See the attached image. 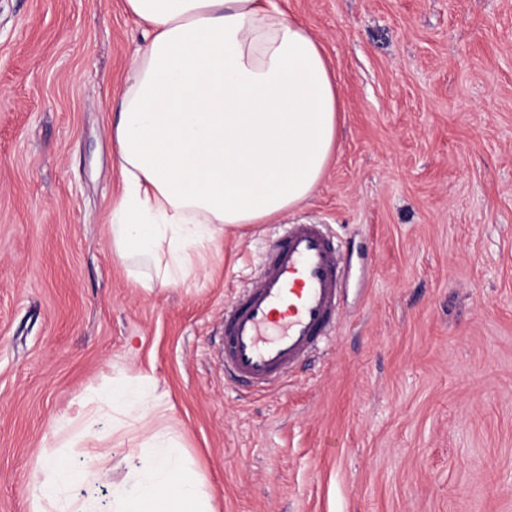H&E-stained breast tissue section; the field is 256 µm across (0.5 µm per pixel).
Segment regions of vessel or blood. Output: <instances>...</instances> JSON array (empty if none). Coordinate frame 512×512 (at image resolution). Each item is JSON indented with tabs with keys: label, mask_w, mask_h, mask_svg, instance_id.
<instances>
[{
	"label": "vessel or blood",
	"mask_w": 512,
	"mask_h": 512,
	"mask_svg": "<svg viewBox=\"0 0 512 512\" xmlns=\"http://www.w3.org/2000/svg\"><path fill=\"white\" fill-rule=\"evenodd\" d=\"M345 272L325 225H286L224 310L225 372L258 393L287 379L333 335Z\"/></svg>",
	"instance_id": "b4317fda"
}]
</instances>
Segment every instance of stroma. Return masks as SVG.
I'll return each instance as SVG.
<instances>
[{"mask_svg":"<svg viewBox=\"0 0 512 512\" xmlns=\"http://www.w3.org/2000/svg\"><path fill=\"white\" fill-rule=\"evenodd\" d=\"M336 76L312 197L142 288L107 233L109 125L143 30L124 0H0V512L113 385L160 414L97 428L102 512L128 449L167 433L214 512H512V0H281ZM326 225L346 279L332 344L251 396L224 306L283 225Z\"/></svg>","mask_w":512,"mask_h":512,"instance_id":"obj_1","label":"stroma"}]
</instances>
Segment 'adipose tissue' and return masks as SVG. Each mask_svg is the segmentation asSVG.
Listing matches in <instances>:
<instances>
[{
	"label": "adipose tissue",
	"instance_id": "ef3b65f1",
	"mask_svg": "<svg viewBox=\"0 0 512 512\" xmlns=\"http://www.w3.org/2000/svg\"><path fill=\"white\" fill-rule=\"evenodd\" d=\"M144 43L110 134L121 192L108 228L117 256L141 261L150 288L185 280L192 256L226 228L263 224L301 206L336 149L340 103L320 44L276 0H125ZM161 403L113 387L107 413L131 427ZM132 489L113 512H214L195 472L165 435L128 449ZM84 468L57 458L32 512H100L79 496Z\"/></svg>",
	"mask_w": 512,
	"mask_h": 512
}]
</instances>
